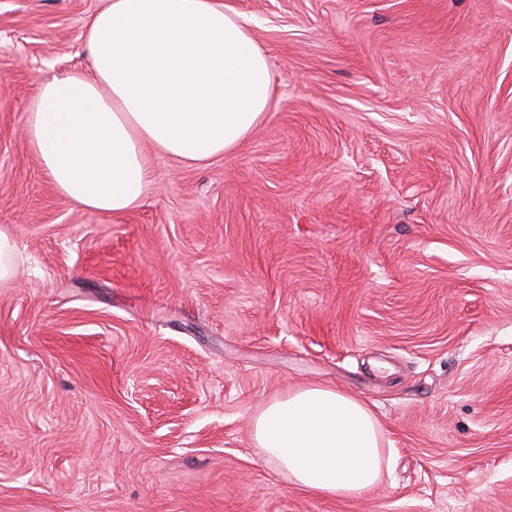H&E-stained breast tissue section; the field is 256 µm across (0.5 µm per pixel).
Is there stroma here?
Listing matches in <instances>:
<instances>
[{"mask_svg": "<svg viewBox=\"0 0 512 512\" xmlns=\"http://www.w3.org/2000/svg\"><path fill=\"white\" fill-rule=\"evenodd\" d=\"M271 72L224 157L71 204L39 84L100 0H0V512H512V0H228ZM346 390L395 449L357 499L260 458L250 419ZM17 269V250L12 236L0 226V287L8 285Z\"/></svg>", "mask_w": 512, "mask_h": 512, "instance_id": "stroma-1", "label": "stroma"}]
</instances>
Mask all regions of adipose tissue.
<instances>
[{
	"instance_id": "1",
	"label": "adipose tissue",
	"mask_w": 512,
	"mask_h": 512,
	"mask_svg": "<svg viewBox=\"0 0 512 512\" xmlns=\"http://www.w3.org/2000/svg\"><path fill=\"white\" fill-rule=\"evenodd\" d=\"M83 40L88 73L40 83L25 132L58 193L85 210L136 208L154 154L209 163L269 109L268 59L225 0H102ZM251 426L266 463L324 498L364 495L393 456L376 415L338 389H289Z\"/></svg>"
}]
</instances>
